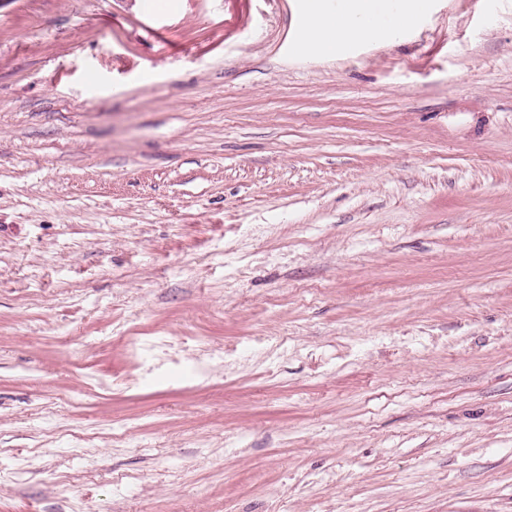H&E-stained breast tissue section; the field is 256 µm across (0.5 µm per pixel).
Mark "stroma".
I'll return each mask as SVG.
<instances>
[{
  "label": "stroma",
  "mask_w": 512,
  "mask_h": 512,
  "mask_svg": "<svg viewBox=\"0 0 512 512\" xmlns=\"http://www.w3.org/2000/svg\"><path fill=\"white\" fill-rule=\"evenodd\" d=\"M298 3L0 0V512H512V0ZM325 1L305 0L304 24L296 42V50L301 55L337 57L344 55L354 44L397 37L406 28L378 21L399 4L402 7L396 15L408 17H415L423 6L422 0H334L336 7L329 11Z\"/></svg>",
  "instance_id": "obj_1"
}]
</instances>
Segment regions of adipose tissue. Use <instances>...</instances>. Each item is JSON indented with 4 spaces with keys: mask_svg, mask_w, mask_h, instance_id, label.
<instances>
[{
    "mask_svg": "<svg viewBox=\"0 0 512 512\" xmlns=\"http://www.w3.org/2000/svg\"><path fill=\"white\" fill-rule=\"evenodd\" d=\"M421 8V0H336L329 10L325 0H305L296 50L315 57L344 55L354 44L401 35V28L385 25L384 17L395 10L413 17Z\"/></svg>",
    "mask_w": 512,
    "mask_h": 512,
    "instance_id": "ef3b65f1",
    "label": "adipose tissue"
}]
</instances>
